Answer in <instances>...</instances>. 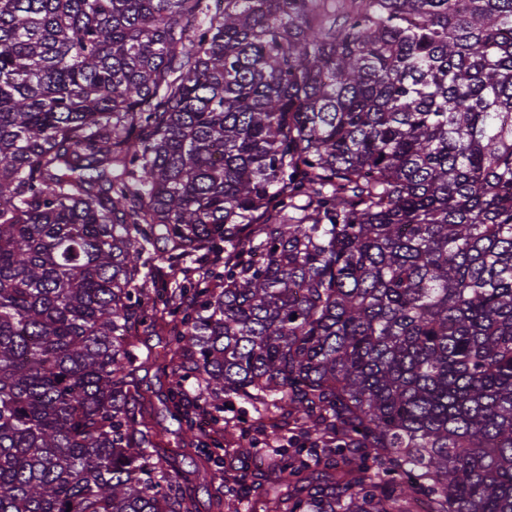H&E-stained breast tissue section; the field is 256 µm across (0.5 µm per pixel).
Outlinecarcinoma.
Segmentation results:
<instances>
[{
	"mask_svg": "<svg viewBox=\"0 0 512 512\" xmlns=\"http://www.w3.org/2000/svg\"><path fill=\"white\" fill-rule=\"evenodd\" d=\"M232 395L340 440L265 512H512V0H0V512H198ZM168 336V327L164 325H138L134 331L133 341L142 353H146L148 348L162 351L169 340ZM143 389H148L151 405L147 408V418L154 428L161 432L166 448L177 449L182 438L180 425L168 411L164 395L167 393L170 378L155 369L138 373Z\"/></svg>",
	"mask_w": 512,
	"mask_h": 512,
	"instance_id": "carcinoma-1",
	"label": "carcinoma"
}]
</instances>
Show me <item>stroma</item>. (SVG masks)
Masks as SVG:
<instances>
[{
    "label": "stroma",
    "instance_id": "35a3bbf8",
    "mask_svg": "<svg viewBox=\"0 0 512 512\" xmlns=\"http://www.w3.org/2000/svg\"><path fill=\"white\" fill-rule=\"evenodd\" d=\"M139 378L151 396L147 408L149 422L161 432L166 447L177 448L182 432L164 400L168 377L151 369L140 372ZM256 418L252 405L232 399L224 404L223 430L208 427L199 430L200 448L207 449L217 443L222 446L215 466L217 479L201 481L196 487L195 498L199 504H207L211 496L220 495L224 498V512H264L262 494L279 459V445L301 447L307 439L296 430L285 432L278 444L258 439Z\"/></svg>",
    "mask_w": 512,
    "mask_h": 512
}]
</instances>
